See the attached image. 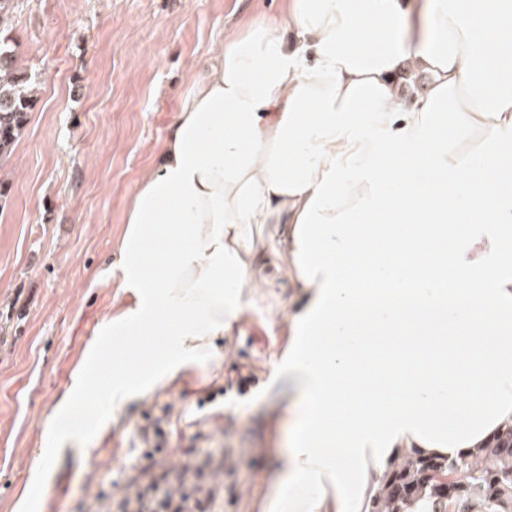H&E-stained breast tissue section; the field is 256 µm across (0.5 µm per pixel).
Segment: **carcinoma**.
Here are the masks:
<instances>
[{
	"instance_id": "cac0c4a2",
	"label": "carcinoma",
	"mask_w": 512,
	"mask_h": 512,
	"mask_svg": "<svg viewBox=\"0 0 512 512\" xmlns=\"http://www.w3.org/2000/svg\"><path fill=\"white\" fill-rule=\"evenodd\" d=\"M38 85L0 38V168L25 133ZM372 512H512V430L469 461L405 458L391 469Z\"/></svg>"
}]
</instances>
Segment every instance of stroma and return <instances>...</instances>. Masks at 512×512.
Returning a JSON list of instances; mask_svg holds the SVG:
<instances>
[{
    "mask_svg": "<svg viewBox=\"0 0 512 512\" xmlns=\"http://www.w3.org/2000/svg\"><path fill=\"white\" fill-rule=\"evenodd\" d=\"M281 0H17L7 31L40 93L10 163L0 169V512H85L125 491L140 430L161 420L167 453L225 447L224 512H258L288 452V390L274 365L288 348L299 284L265 254L250 309L212 337L208 357L164 388L113 407V356L84 397L103 427L65 445L44 421L70 389L102 322L131 303L111 274L125 211L224 29L273 16ZM223 395L199 405L209 389ZM43 457V475L32 465ZM54 487L52 499L32 498Z\"/></svg>",
    "mask_w": 512,
    "mask_h": 512,
    "instance_id": "35a3bbf8",
    "label": "stroma"
}]
</instances>
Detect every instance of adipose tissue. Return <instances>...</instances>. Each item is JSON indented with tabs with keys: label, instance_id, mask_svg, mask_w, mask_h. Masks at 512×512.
I'll return each instance as SVG.
<instances>
[{
	"label": "adipose tissue",
	"instance_id": "ef3b65f1",
	"mask_svg": "<svg viewBox=\"0 0 512 512\" xmlns=\"http://www.w3.org/2000/svg\"><path fill=\"white\" fill-rule=\"evenodd\" d=\"M423 76L403 105L398 78ZM100 328L149 358L120 407L173 382L262 286L281 227L305 301L276 372L288 457L262 512H371L404 453L465 459L512 429V0H284L224 32L131 195ZM103 346L45 422L58 443Z\"/></svg>",
	"mask_w": 512,
	"mask_h": 512
}]
</instances>
